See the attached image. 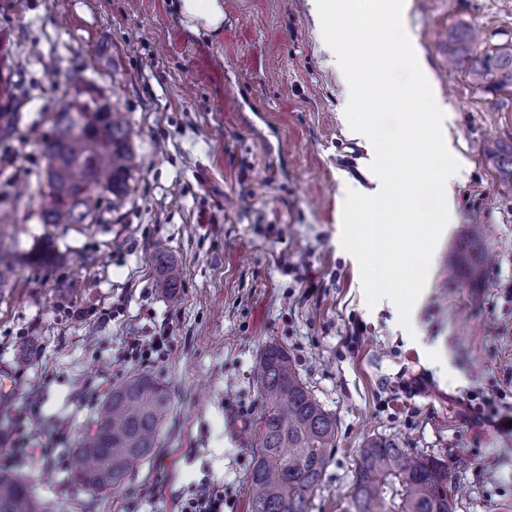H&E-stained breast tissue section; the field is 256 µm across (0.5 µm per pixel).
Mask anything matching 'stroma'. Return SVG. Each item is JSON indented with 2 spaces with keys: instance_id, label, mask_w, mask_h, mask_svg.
I'll return each instance as SVG.
<instances>
[{
  "instance_id": "1",
  "label": "stroma",
  "mask_w": 512,
  "mask_h": 512,
  "mask_svg": "<svg viewBox=\"0 0 512 512\" xmlns=\"http://www.w3.org/2000/svg\"><path fill=\"white\" fill-rule=\"evenodd\" d=\"M223 3L220 30L197 32L173 0H0V31L35 81L0 145V244L16 257L0 285V367L15 381L0 423L38 392L28 445L55 448L15 473L51 512H178L204 484L223 488L224 512H248L256 366L278 343L336 417L312 512H350L356 456L375 436L445 456L456 512H512V434L495 426L512 415V184L486 153L512 145V93L477 88L438 51L453 30L482 31L490 50L512 43V0H410L468 168L409 331L390 300L367 307L340 244L339 182L366 183L373 148L344 132L343 85L307 0ZM83 83L125 113L135 179L107 223L47 226L34 199L41 140L63 91ZM471 224L488 225L493 255L475 286L455 264ZM48 241L53 263L32 262ZM162 255L182 272L175 304ZM160 335L165 354L125 361L129 337ZM137 372L170 390L162 446L125 491L89 500L66 479L69 451L98 397Z\"/></svg>"
}]
</instances>
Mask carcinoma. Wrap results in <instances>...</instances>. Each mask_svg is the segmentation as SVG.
Wrapping results in <instances>:
<instances>
[{
    "label": "carcinoma",
    "mask_w": 512,
    "mask_h": 512,
    "mask_svg": "<svg viewBox=\"0 0 512 512\" xmlns=\"http://www.w3.org/2000/svg\"><path fill=\"white\" fill-rule=\"evenodd\" d=\"M448 72L464 68L480 88L512 89V45L482 50L474 30L448 35ZM25 86L17 66L0 48V142L18 120ZM43 144L47 191L40 194L42 224H102L103 201L121 202L136 173L129 129L117 107L97 87L68 94ZM499 178L512 183V146L486 148ZM488 236L471 224L458 263L467 281L484 276ZM169 298L178 297L180 272L163 271ZM261 412L254 429L246 486L249 512H311L336 445V417L314 397L288 350L267 346L258 360ZM171 409L169 388L148 374H134L100 404L95 428L70 450L68 478L96 498L121 491L157 448ZM448 462L434 454H410L385 437L368 439L354 465L352 512H455ZM0 512H46L33 486L0 470Z\"/></svg>",
    "instance_id": "1"
}]
</instances>
